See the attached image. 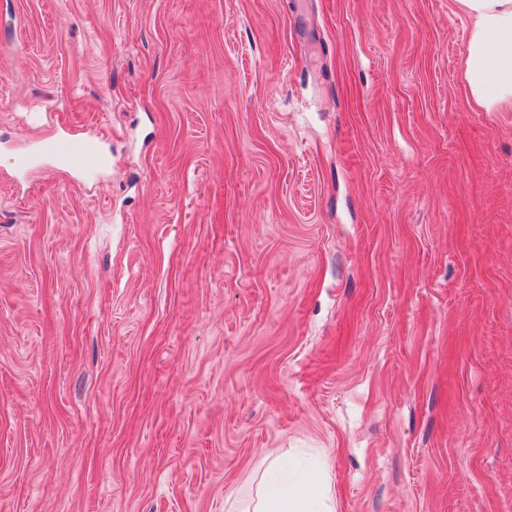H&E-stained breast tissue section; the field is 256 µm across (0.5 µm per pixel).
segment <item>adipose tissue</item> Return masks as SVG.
<instances>
[{
    "label": "adipose tissue",
    "instance_id": "ef3b65f1",
    "mask_svg": "<svg viewBox=\"0 0 512 512\" xmlns=\"http://www.w3.org/2000/svg\"><path fill=\"white\" fill-rule=\"evenodd\" d=\"M471 24L463 81L484 112L512 107V0H458ZM241 512H332L324 482L282 480L258 489Z\"/></svg>",
    "mask_w": 512,
    "mask_h": 512
}]
</instances>
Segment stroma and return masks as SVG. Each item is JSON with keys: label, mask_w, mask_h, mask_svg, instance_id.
I'll use <instances>...</instances> for the list:
<instances>
[{"label": "stroma", "mask_w": 512, "mask_h": 512, "mask_svg": "<svg viewBox=\"0 0 512 512\" xmlns=\"http://www.w3.org/2000/svg\"><path fill=\"white\" fill-rule=\"evenodd\" d=\"M468 28L0 0V512H231L274 460L334 512H512V109ZM42 150L49 155H61L73 169L82 172L92 171L101 163L100 154L96 150L86 145L75 147L67 137L57 139Z\"/></svg>", "instance_id": "obj_1"}]
</instances>
